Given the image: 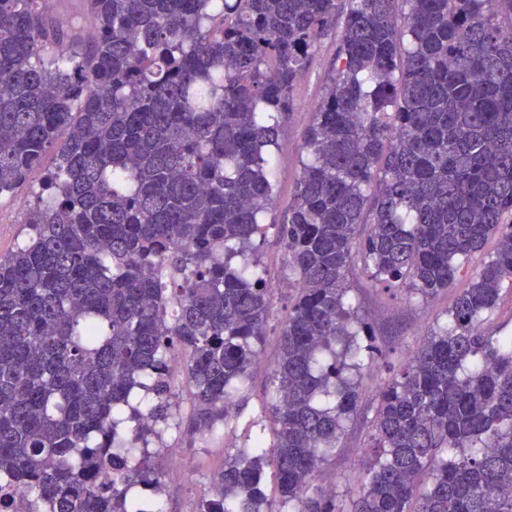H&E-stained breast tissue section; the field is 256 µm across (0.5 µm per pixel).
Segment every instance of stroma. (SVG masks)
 Listing matches in <instances>:
<instances>
[{"label":"stroma","mask_w":512,"mask_h":512,"mask_svg":"<svg viewBox=\"0 0 512 512\" xmlns=\"http://www.w3.org/2000/svg\"><path fill=\"white\" fill-rule=\"evenodd\" d=\"M338 29H331L317 43L313 60L295 90V110L281 139L276 178L280 202H287L300 175V154L313 112L324 92L336 42ZM30 195L28 189L0 197V255L15 250L23 238V220ZM261 263L278 289L275 305L276 318H283L288 307V281L284 264L286 253L274 236H267L260 244ZM352 303L358 307L369 325L374 344L382 349L389 363L405 362L431 330L446 325L448 311L458 293L457 288L441 292L429 301L391 298L376 292L362 272L349 278ZM386 376L385 371L364 377L360 387L361 413L350 423L339 440L336 454L324 466L326 476L339 488L356 484L367 468L366 443L368 417H371L377 399V386ZM251 429L246 421L231 422L217 429L215 434L187 437L182 429L169 428L163 443H150L161 472L162 491L159 495L165 512H195L201 496L207 494L212 477L224 466V443L232 439L243 442ZM179 463L178 473H171L172 463Z\"/></svg>","instance_id":"obj_1"}]
</instances>
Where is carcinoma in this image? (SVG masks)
<instances>
[{"instance_id": "obj_1", "label": "carcinoma", "mask_w": 512, "mask_h": 512, "mask_svg": "<svg viewBox=\"0 0 512 512\" xmlns=\"http://www.w3.org/2000/svg\"><path fill=\"white\" fill-rule=\"evenodd\" d=\"M0 0V195L42 167L0 256V491L25 512H165L145 443L238 419L286 252L288 314L251 442L197 512H512V0ZM340 27L282 216L274 151L317 40ZM449 324L399 367L349 299L428 300L486 241ZM388 372L354 489L320 482L362 378ZM274 470L278 494L265 492ZM430 483L422 485V478ZM261 263L272 278L275 288H280L275 305V319L272 325L277 324V319H282L288 311V279L285 277L284 264L286 253L284 247L277 241L271 232L264 242L260 244ZM485 326L497 336L512 335V294L505 292L501 301L500 310L491 316Z\"/></svg>"}]
</instances>
